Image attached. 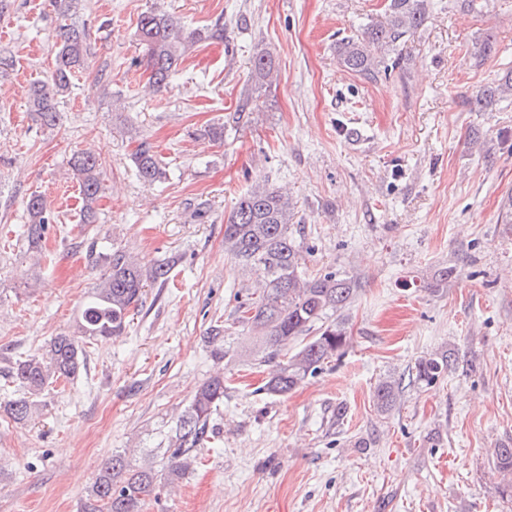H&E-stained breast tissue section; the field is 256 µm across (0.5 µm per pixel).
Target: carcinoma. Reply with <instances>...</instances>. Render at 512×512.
I'll list each match as a JSON object with an SVG mask.
<instances>
[{
  "instance_id": "carcinoma-1",
  "label": "carcinoma",
  "mask_w": 512,
  "mask_h": 512,
  "mask_svg": "<svg viewBox=\"0 0 512 512\" xmlns=\"http://www.w3.org/2000/svg\"><path fill=\"white\" fill-rule=\"evenodd\" d=\"M81 0H56L58 34L52 46L54 67L47 79L30 86L28 104L40 126L53 129L61 120L60 99L85 70L88 46L85 28L76 19ZM388 18L363 39L344 38L338 44L340 63L351 72L373 76L381 60L377 52L394 51L399 41L415 33L425 20V0H387ZM224 39V25L205 33H185L171 14L149 11L141 15L135 31L144 47L148 81L161 89L168 86L185 49L197 37ZM252 72L260 80L276 72L268 54L252 60ZM140 179L148 183L166 178L150 144L144 142L133 156ZM70 168L79 182L81 212L85 223L94 222L102 189L99 157L90 150L73 153ZM29 222L23 237L32 249L41 247L51 209L42 194H31L25 203ZM295 206L279 190L256 185L240 196L224 221V249L237 266L256 277L259 289L247 294L236 308L235 322L258 335L263 363H275L263 385L268 394L284 395L305 379L314 376L333 358L342 355L347 334L342 323L332 319L351 301L356 292L354 280L334 272L311 276L304 270L303 242L293 230ZM88 260L105 267L104 277L89 295L76 320L74 331L56 336L47 350L15 360L6 359L5 380L23 389V395L8 400L6 410L18 423L29 421L36 410L32 396L59 379H71L86 356V345L98 338L124 333L130 313L143 304L147 282L165 281L171 271L167 262L148 269L126 251L112 247L104 251L97 244L88 246ZM226 327L209 328L208 343L214 357L222 359ZM305 343L293 355L288 344ZM458 364L451 349L432 353L415 363V380L430 385ZM399 397V385L391 380L374 390L377 411L392 409ZM224 403V377L213 376L195 391L188 406L178 416L167 438V469L159 474L147 464L133 466L123 453L113 454L95 478L83 512H142L158 479L170 483L182 479L197 458V449L210 442L212 419ZM497 468L512 472V444L495 449Z\"/></svg>"
}]
</instances>
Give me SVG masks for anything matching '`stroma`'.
Returning a JSON list of instances; mask_svg holds the SVG:
<instances>
[{"label": "stroma", "mask_w": 512, "mask_h": 512, "mask_svg": "<svg viewBox=\"0 0 512 512\" xmlns=\"http://www.w3.org/2000/svg\"><path fill=\"white\" fill-rule=\"evenodd\" d=\"M385 5L82 0L89 66L49 130L27 101L52 70L56 10L0 0V51L15 59L0 76V358L72 331L104 273L86 259L92 240L147 266L176 260L121 336L87 345L79 376L38 396L31 422L0 408V512H78L116 451L165 470L177 416L218 373L215 438L143 512H512V474L494 454L512 442V96L475 104L512 71V0H426L423 25L378 74L348 71L338 42L384 23ZM151 9L188 33L224 22L223 39L186 46L159 91L134 36ZM259 53L278 80L253 76ZM144 142L167 171L152 185L131 161ZM84 149L102 161L93 224L81 221L68 166ZM259 183L291 196L307 273L358 285L336 314L343 355L285 396L261 389L271 366L234 322L249 283L224 251L225 218ZM33 193L54 216L47 261L22 237ZM217 323L229 329L221 360L205 341ZM447 347L459 370L410 381L417 360ZM387 378L400 393L381 414L373 394Z\"/></svg>", "instance_id": "35a3bbf8"}]
</instances>
